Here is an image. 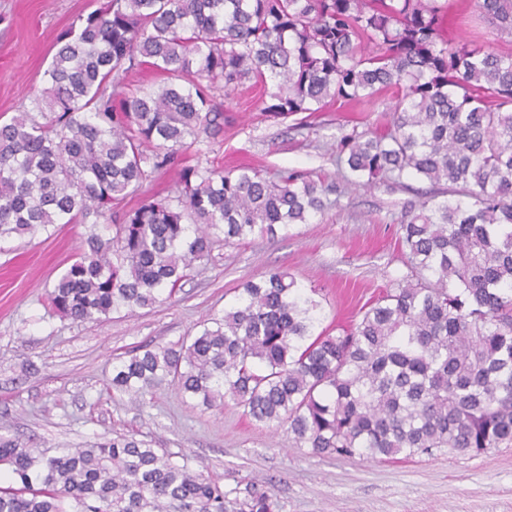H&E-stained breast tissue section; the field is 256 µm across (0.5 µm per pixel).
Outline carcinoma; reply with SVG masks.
<instances>
[{
    "label": "carcinoma",
    "mask_w": 512,
    "mask_h": 512,
    "mask_svg": "<svg viewBox=\"0 0 512 512\" xmlns=\"http://www.w3.org/2000/svg\"><path fill=\"white\" fill-rule=\"evenodd\" d=\"M512 35V0H476ZM441 0H107L63 33L37 113L0 124V237L91 223L51 307L74 322L172 297L215 242L288 236L324 214L329 188L299 171L181 169L169 200L127 206L199 136L224 132L228 95L272 83L262 111L319 112L397 88L390 126L345 134L354 183L433 193L402 214L410 274L339 335H313L320 307L270 271L224 315L172 346L115 358L112 390L165 379L206 409L225 400L288 425L316 454L406 458L512 445V53L444 36ZM166 76L112 106L124 67ZM117 224H100L105 212ZM0 512H278L254 484L212 475L116 434L54 456L0 434Z\"/></svg>",
    "instance_id": "cac0c4a2"
}]
</instances>
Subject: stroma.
<instances>
[{
  "mask_svg": "<svg viewBox=\"0 0 512 512\" xmlns=\"http://www.w3.org/2000/svg\"><path fill=\"white\" fill-rule=\"evenodd\" d=\"M449 4L451 38L512 52V36L485 24L473 0ZM97 6V0H0V122L34 111L57 37ZM214 96L227 119L223 133L200 137L177 154L144 183L138 200L172 197L188 165L256 167L270 175L292 169L334 185L324 214L284 237L216 245L172 298L101 322L60 318L47 300L87 225L0 238V432L51 453L134 432L186 458L191 470L222 478L225 489L248 482L270 488L281 512H512V447L336 458L296 447L286 428L255 422L233 402L219 410L186 403L167 381L137 397L113 392L115 357L198 331L223 316L243 283L270 269L292 276L320 302L315 329L332 333L408 271L400 219L428 183L413 179L404 190L380 180L364 189L344 180L336 165L341 136L382 128L395 90L365 107L334 102L284 119L263 112L258 86L230 94L218 87Z\"/></svg>",
  "mask_w": 512,
  "mask_h": 512,
  "instance_id": "stroma-1",
  "label": "stroma"
}]
</instances>
